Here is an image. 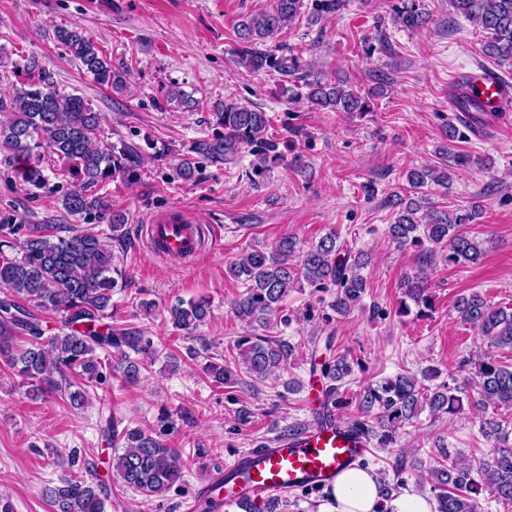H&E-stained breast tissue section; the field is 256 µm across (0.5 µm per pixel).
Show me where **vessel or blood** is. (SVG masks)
I'll use <instances>...</instances> for the list:
<instances>
[{"instance_id":"obj_1","label":"vessel or blood","mask_w":512,"mask_h":512,"mask_svg":"<svg viewBox=\"0 0 512 512\" xmlns=\"http://www.w3.org/2000/svg\"><path fill=\"white\" fill-rule=\"evenodd\" d=\"M462 84L466 92L477 94L487 112L486 129L504 126L505 117L498 112L504 82L485 71L467 73ZM145 239L159 257L183 263L191 262L204 250L222 247L220 234L192 223L180 212L147 225ZM309 404L313 417L304 431L243 454L233 466L214 475L199 496L186 501L184 512H201L206 503L211 504L212 512H222L225 506L239 502L261 508L286 492L325 489L340 470L365 456L366 441L337 419L323 388L311 386Z\"/></svg>"}]
</instances>
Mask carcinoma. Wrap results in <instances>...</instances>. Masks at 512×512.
Listing matches in <instances>:
<instances>
[{"label": "carcinoma", "mask_w": 512, "mask_h": 512, "mask_svg": "<svg viewBox=\"0 0 512 512\" xmlns=\"http://www.w3.org/2000/svg\"><path fill=\"white\" fill-rule=\"evenodd\" d=\"M457 13L487 35L485 54L497 62L512 60V0H450ZM300 0H276L270 12L247 18L238 25L237 53L254 73L274 71L286 78V100L307 98L320 109L332 112H367L369 94L347 82L331 83L322 78L307 80L299 75L302 66L292 56L278 57L274 50L257 48L265 39L292 23L300 13ZM398 22L416 31L427 26L429 15L416 0H403L396 11ZM54 40L78 62L101 87L124 91L126 72L112 67L96 42L77 24L58 26ZM166 101L191 109L194 99L178 88L166 93ZM0 160L14 178L30 189L45 188L51 179L69 188L61 196L64 212L84 224L107 222L112 240L122 242L125 216L110 211L99 195L107 182H123L138 176L143 156L132 146L118 147L104 140L101 113L84 97L56 88L52 74L39 58L25 59L22 78L11 83V91L0 96ZM217 131L194 140L190 154L181 157L173 177L189 181L200 164L222 163L246 150L257 158L253 175L263 177L271 165L282 160L279 142L268 135L267 113L237 103L216 106L213 112ZM409 189L393 194L396 208L388 232L405 245L427 240L446 251L445 259L458 264H475L491 240L471 234L468 226L478 223L485 210L480 196L466 210H438L423 205V189L430 184L448 186L451 168L441 171L423 167L406 177ZM338 236L329 233L303 248L296 238H280L272 251L252 250L231 265L229 272L244 285L231 302V309L252 327L266 329L282 311V303L293 288L308 284L313 288H335L329 306L347 316L358 307L367 292L362 275L364 254L341 253ZM425 264L404 282L406 301L400 313L417 307L424 316L432 309L426 288ZM112 246L99 235L58 224H13L0 219V358L16 373L31 382L33 390H49L82 406L84 389H73L67 372L74 371L87 383L102 385L109 378L128 384L139 381L142 361L150 342L140 331L114 326L116 318L112 292L119 286ZM455 308L463 322L476 330L485 350L474 365V376L462 382L451 379L429 390L416 376L399 373L377 384H368L360 393L359 407L365 419L351 423L358 436L388 449L397 441L399 429L412 423L423 409L436 416L453 417L466 406H493L512 411V362L498 357V351H512V307L493 305L475 291L457 299ZM168 321L178 331L190 333L210 316L204 298L180 300L167 309ZM58 324L56 333L41 344L43 318ZM236 358L246 372L264 380L288 364L295 345L277 337L247 333L234 342ZM136 357H131V354ZM204 369L213 381H232L228 365L209 362ZM353 372L347 357L340 355L322 365L329 381L327 393L334 397L346 377ZM108 430L121 449L109 458V470L120 486L147 497L169 491L182 477L179 453L162 443L152 428L127 427L117 432L114 421ZM478 434L493 443L490 452L468 463L447 439L433 442V465L420 472V481L431 484L436 512H483L478 500L482 491L503 512L512 509V443L502 419L479 417ZM56 512H105L112 495V483L97 477L94 467L83 466L69 473L59 484L47 489Z\"/></svg>", "instance_id": "cac0c4a2"}]
</instances>
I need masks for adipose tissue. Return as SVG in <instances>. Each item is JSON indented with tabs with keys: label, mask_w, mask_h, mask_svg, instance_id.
Listing matches in <instances>:
<instances>
[{
	"label": "adipose tissue",
	"mask_w": 512,
	"mask_h": 512,
	"mask_svg": "<svg viewBox=\"0 0 512 512\" xmlns=\"http://www.w3.org/2000/svg\"><path fill=\"white\" fill-rule=\"evenodd\" d=\"M381 507L387 512H434L427 498L405 491L386 493L371 469L357 466L337 475L318 512H377Z\"/></svg>",
	"instance_id": "1"
}]
</instances>
